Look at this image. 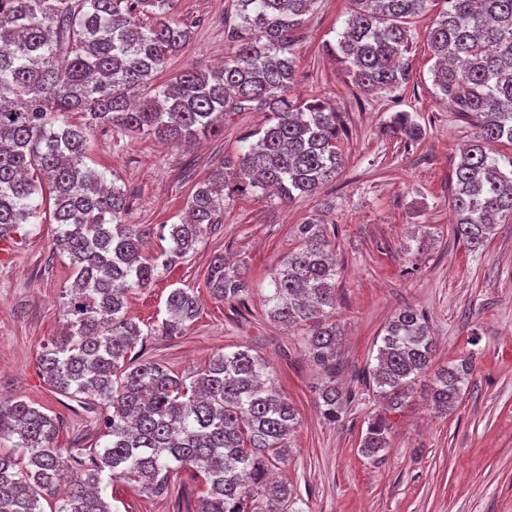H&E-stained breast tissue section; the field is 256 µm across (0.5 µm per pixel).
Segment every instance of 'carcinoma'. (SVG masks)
I'll return each instance as SVG.
<instances>
[{
  "instance_id": "1",
  "label": "carcinoma",
  "mask_w": 512,
  "mask_h": 512,
  "mask_svg": "<svg viewBox=\"0 0 512 512\" xmlns=\"http://www.w3.org/2000/svg\"><path fill=\"white\" fill-rule=\"evenodd\" d=\"M432 0H351L337 39L324 44L355 87L387 91L411 76L410 27ZM314 0H234L224 25L229 52L217 70L191 66L153 87L192 31L172 19L176 0H0V239L41 217L58 224L53 248L68 256L73 288L62 295L63 334L42 348V378L59 394L100 409L93 447L64 455L53 446L60 420L24 400L0 401V512H114L109 483L122 480L163 493L171 476L202 479L193 512H288L291 490L274 477L285 463L297 413L270 378L268 362L248 350L219 354L183 376L129 354L143 336L126 313L128 295L150 287L158 267L184 259L219 223L224 189L272 192L282 202L315 194L343 167V124L325 100L297 105L291 32ZM429 31L437 58L432 81L479 128L453 169L455 236L473 251L498 224L512 221V154L487 143L512 142V0H444ZM154 89L137 104L134 92ZM254 106L271 123L195 185L179 224H130L123 189L86 167L90 133L110 127L124 136L152 135L183 146L224 131V115ZM80 112L84 123H70ZM385 133L418 141L421 126L398 112ZM169 247L153 258L154 234ZM298 245L270 273L265 315L307 331L313 358L333 373L341 336L335 320L336 276L324 222L297 227ZM214 299L248 295L245 270L224 256L210 262ZM197 297L174 288L166 300L165 336H182L198 314ZM427 319L409 306L384 327L367 371L368 384L391 411L402 410L417 376L431 367ZM472 361L435 372L430 400L448 414L461 397ZM351 396L329 379L320 389L322 416L344 419ZM389 428L369 423L360 451L383 459Z\"/></svg>"
}]
</instances>
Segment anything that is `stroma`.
Wrapping results in <instances>:
<instances>
[{
  "label": "stroma",
  "instance_id": "stroma-1",
  "mask_svg": "<svg viewBox=\"0 0 512 512\" xmlns=\"http://www.w3.org/2000/svg\"><path fill=\"white\" fill-rule=\"evenodd\" d=\"M232 0H178L177 21L190 25L189 45L159 72L155 84L180 71L209 68L225 54L224 16ZM348 0H315L295 30L297 81L292 96L323 99L340 112L345 162L311 196L284 205L272 196L234 194L220 224L194 252L160 271L149 288L129 295L128 315L144 331L134 356L187 374L224 351L248 349L266 359L272 378L297 410L293 448L278 475L294 490L296 512H512V223L497 225L486 245L470 251L453 233L452 171L476 128L435 89L428 32L439 9L429 6L412 25L413 73L403 87L366 93L354 87L324 52L337 38ZM407 112L424 131L414 144L386 137L390 117ZM265 112L228 113L224 132L194 148L151 136H113L96 128L86 163L116 182L130 203L132 224H176L194 186L243 135L261 128ZM324 215L340 266L336 321L342 336L336 381L352 396L343 421H326L316 407L327 374L309 355L299 328L267 320L263 300L270 272L296 243L294 228ZM55 225L25 224L0 262V399L24 400L63 426L54 442L70 454L95 442L97 415L52 392L39 372L41 347L67 324L62 294L74 275L67 256L52 249ZM224 254L246 266L244 304L215 300L205 285L211 259ZM193 291L199 313L185 335H162L171 289ZM412 306L428 319L433 368L470 357L474 369L449 414L429 402L431 374L420 377L408 405L384 412L363 376L376 364L375 342L391 317ZM385 414L389 446L382 463L362 456L367 424ZM200 480L183 472L156 496L123 481L106 490L119 512H177L194 504Z\"/></svg>",
  "mask_w": 512,
  "mask_h": 512
}]
</instances>
